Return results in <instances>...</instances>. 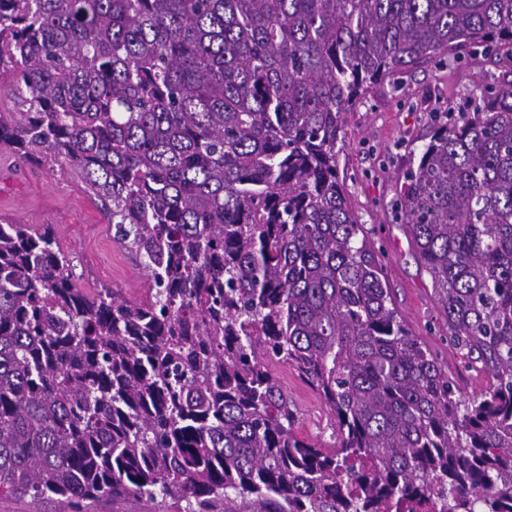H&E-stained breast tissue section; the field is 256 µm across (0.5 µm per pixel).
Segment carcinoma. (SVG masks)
<instances>
[{"mask_svg":"<svg viewBox=\"0 0 512 512\" xmlns=\"http://www.w3.org/2000/svg\"><path fill=\"white\" fill-rule=\"evenodd\" d=\"M506 44L512 0H0V145L76 166L148 278L90 294L52 225L0 224V496L512 512V74L436 124L397 202L480 394L406 329L336 171L369 85ZM268 359L334 448L294 433ZM4 74L0 77V113L6 115L15 112L16 107V86L12 81L8 63L4 62ZM7 72V73H6ZM268 368L281 382L283 389L288 393V399L295 404L297 434L318 444L333 445L335 441L332 438V423L324 400L304 383L289 365L269 361Z\"/></svg>","mask_w":512,"mask_h":512,"instance_id":"1","label":"carcinoma"}]
</instances>
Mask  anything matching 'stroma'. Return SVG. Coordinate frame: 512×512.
Returning <instances> with one entry per match:
<instances>
[{
	"mask_svg": "<svg viewBox=\"0 0 512 512\" xmlns=\"http://www.w3.org/2000/svg\"><path fill=\"white\" fill-rule=\"evenodd\" d=\"M512 70V57L488 59L471 49L424 62L368 89L343 116L337 172L348 204L363 224L386 276L399 314L447 367L464 396L483 392L487 375L471 367L450 342L451 330L431 277L419 263L394 204L404 177L416 163L438 112L457 111L481 97V76ZM0 223L50 224L60 248L73 259L85 291L111 288L125 299L144 298L147 277L112 239V227L84 190L81 172L57 160L42 165L0 147ZM297 412L295 430L315 443L332 444L324 400L285 364L269 362Z\"/></svg>",
	"mask_w": 512,
	"mask_h": 512,
	"instance_id": "obj_1",
	"label": "stroma"
}]
</instances>
